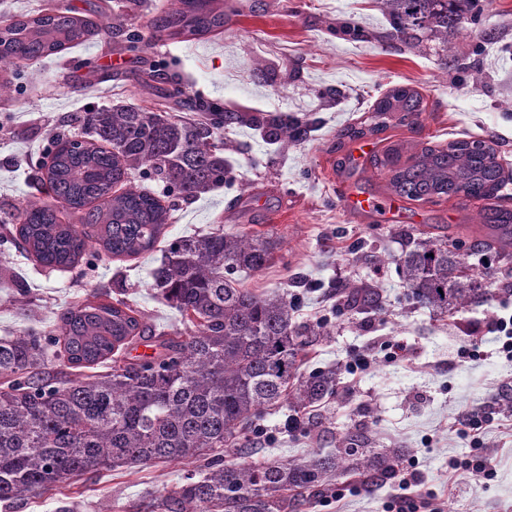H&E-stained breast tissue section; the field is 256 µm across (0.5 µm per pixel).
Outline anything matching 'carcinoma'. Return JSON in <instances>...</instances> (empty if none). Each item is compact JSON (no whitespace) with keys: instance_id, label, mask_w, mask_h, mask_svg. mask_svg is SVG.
<instances>
[{"instance_id":"carcinoma-1","label":"carcinoma","mask_w":512,"mask_h":512,"mask_svg":"<svg viewBox=\"0 0 512 512\" xmlns=\"http://www.w3.org/2000/svg\"><path fill=\"white\" fill-rule=\"evenodd\" d=\"M475 0H382L396 35L414 41L432 32L448 36L472 20ZM106 25L58 9L0 27V68L19 67L85 42ZM155 36L196 39L224 32V11L214 0H167L153 20ZM149 67L140 87L152 106L117 104L83 112L76 123L92 140L57 133L39 168L46 170L52 202L29 201L19 212L15 241L45 267H69L95 249L108 258L154 250L167 224L168 208L138 189L140 171L163 184L166 194L196 198L232 181L224 147L216 144L224 124L243 120L234 112L200 102L199 120L174 115L176 92L154 85ZM423 97L393 89L374 108L377 115L422 111ZM251 126L286 145L305 125L253 115ZM506 173L493 147L481 140H454L425 147L412 162L391 170L389 186L401 198L433 202L450 196L497 197ZM103 206H98V203ZM78 217L62 222L58 207ZM490 233L471 243L512 262V211L483 215ZM278 244L261 234H198L172 241L153 272L162 298L195 327L185 339L164 338L160 350L141 359L117 360V351L145 335L143 314L125 301H86L61 313L50 336L0 338V503L48 490L88 470L197 462L217 448L234 456L248 447L254 419L287 403L294 419L333 394L336 370L300 372L310 347L327 325L300 327L284 295L258 296L238 286L239 272H260ZM403 287L420 306L446 316L487 300L485 277L465 264L457 244L420 240L399 258ZM349 311L379 307L367 283L343 290ZM104 372L57 378L53 363ZM404 453L370 452L349 435L336 452L303 462L256 463L241 459L207 463V472L163 495L160 512H297L338 472L360 486L395 474Z\"/></svg>"}]
</instances>
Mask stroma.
<instances>
[{"mask_svg": "<svg viewBox=\"0 0 512 512\" xmlns=\"http://www.w3.org/2000/svg\"><path fill=\"white\" fill-rule=\"evenodd\" d=\"M166 0L129 10L125 0H0V26L48 8L95 18L120 17L106 33L0 77L18 79L12 99H0V337L48 334L56 317L85 300L127 301L149 331L125 350L150 356L160 334L189 336L177 310L153 287L152 272L168 244L201 233L271 234L281 245L262 272L241 274L257 294L287 292L295 320H329L309 368H335L336 391L312 408L316 423L289 430L279 409L256 423L251 450L258 462H298L327 453L349 434L363 448H401L414 483L398 478L375 488L330 482L303 512H387L401 498L419 512H512V362L500 355L491 326L512 316V268L493 265L496 290L486 302L452 317L413 304L397 257L419 238L485 235L488 201L435 202L394 197L390 165L407 163L427 146L482 139L512 165V0H477L467 30L441 40L429 33L401 41L380 0H224V31L190 41L154 40L150 21ZM139 33L140 50L126 35ZM157 64V84L180 89L181 115L197 118L205 99L244 115L304 118L302 137L281 147L245 124L226 125L224 156L232 185L193 200H177L153 251L130 258L92 255L73 268L46 269L12 240L8 216L32 198H47L37 167L56 131L77 132L78 113L112 104H141L139 75ZM396 87L417 90L421 114L385 115L382 131L353 132L373 122V105ZM378 199L363 213L347 210L343 190ZM366 282L380 309L336 310L338 289ZM368 368H357L358 360ZM483 417L480 429L461 412ZM486 459L494 474L472 476L464 463ZM200 463L159 462L69 476L29 496L13 512H151V504L182 483Z\"/></svg>", "mask_w": 512, "mask_h": 512, "instance_id": "35a3bbf8", "label": "stroma"}]
</instances>
